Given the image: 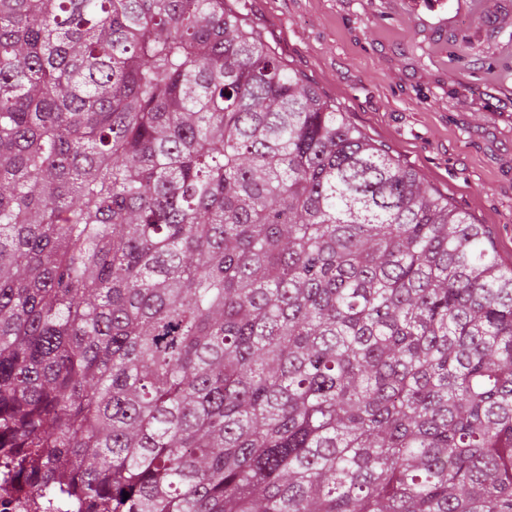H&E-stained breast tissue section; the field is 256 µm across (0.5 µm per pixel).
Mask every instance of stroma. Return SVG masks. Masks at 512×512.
I'll use <instances>...</instances> for the list:
<instances>
[{"label":"stroma","mask_w":512,"mask_h":512,"mask_svg":"<svg viewBox=\"0 0 512 512\" xmlns=\"http://www.w3.org/2000/svg\"><path fill=\"white\" fill-rule=\"evenodd\" d=\"M282 63L472 222L512 266V0H242Z\"/></svg>","instance_id":"obj_1"}]
</instances>
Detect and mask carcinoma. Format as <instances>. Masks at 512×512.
Masks as SVG:
<instances>
[{
  "label": "carcinoma",
  "instance_id": "cac0c4a2",
  "mask_svg": "<svg viewBox=\"0 0 512 512\" xmlns=\"http://www.w3.org/2000/svg\"><path fill=\"white\" fill-rule=\"evenodd\" d=\"M490 238L233 0H0V465L52 512H512Z\"/></svg>",
  "mask_w": 512,
  "mask_h": 512
}]
</instances>
